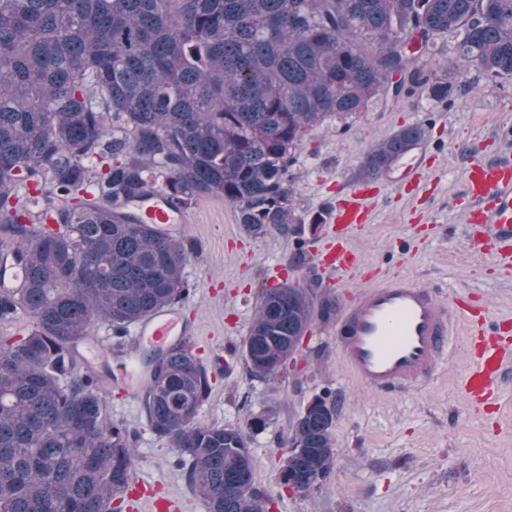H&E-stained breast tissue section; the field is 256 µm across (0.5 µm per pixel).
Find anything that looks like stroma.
Here are the masks:
<instances>
[{"label":"stroma","instance_id":"35a3bbf8","mask_svg":"<svg viewBox=\"0 0 512 512\" xmlns=\"http://www.w3.org/2000/svg\"><path fill=\"white\" fill-rule=\"evenodd\" d=\"M453 82L447 100H434L428 85H413L397 100L373 99L365 111L312 132L291 184L299 231L251 235L236 208L220 198L200 199L185 209L182 227L170 231L193 246L185 268L191 292L178 308L192 351L212 379L199 418L242 428L267 415L265 429L251 432L250 449L255 485L271 497V512H512V375L484 406L468 405L460 388L470 364L461 322L426 384L401 396L361 386L338 356L336 319L365 283L321 274L311 258L336 230L325 222L311 225V218L326 215L350 188L370 186L368 222L351 243L376 281L403 275L436 290L442 305L458 303L488 322L512 324V266L493 258L479 226L464 223L458 196L464 147L479 143L483 156L512 152V76L471 65L460 67ZM418 123L427 127L414 150L426 178L414 194L400 193L388 174L363 175L375 145ZM275 263L289 264L293 283H313L317 301L295 362L259 379L248 371L243 345L261 291L273 284ZM146 350L134 331L118 336L99 324L79 346V365L102 376L107 413L135 450L132 478L174 498L179 512H206L178 455L151 430L142 386L123 375L127 358ZM327 392L338 409L333 469L317 488L287 490L283 442L307 403Z\"/></svg>","mask_w":512,"mask_h":512}]
</instances>
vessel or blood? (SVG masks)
Returning a JSON list of instances; mask_svg holds the SVG:
<instances>
[{
	"label": "vessel or blood",
	"instance_id": "1",
	"mask_svg": "<svg viewBox=\"0 0 512 512\" xmlns=\"http://www.w3.org/2000/svg\"><path fill=\"white\" fill-rule=\"evenodd\" d=\"M397 181L419 186L423 177L416 156H402L393 166ZM461 192L466 199L465 221L481 228L485 243L494 246L497 258L512 261V154L499 153L480 162H469L462 174ZM368 195L347 193L329 210L336 234L315 253L321 272L360 276L363 263L353 249L349 232L368 220ZM142 222L163 228L183 223L182 209L160 199L139 208ZM454 316L437 303L425 288L396 278L366 285L343 308L336 331L345 367L366 387L408 391L432 375L448 352ZM180 317L165 308L144 321L140 340L155 348L168 346L184 335ZM472 359L464 375L463 390L470 404L485 403L502 383L512 362L505 356L502 327H488L484 318L469 321ZM133 512H171L170 500L155 497L146 483L136 482L129 493Z\"/></svg>",
	"mask_w": 512,
	"mask_h": 512
}]
</instances>
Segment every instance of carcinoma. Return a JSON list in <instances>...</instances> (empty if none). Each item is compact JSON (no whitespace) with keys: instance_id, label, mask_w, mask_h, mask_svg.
Returning a JSON list of instances; mask_svg holds the SVG:
<instances>
[{"instance_id":"cac0c4a2","label":"carcinoma","mask_w":512,"mask_h":512,"mask_svg":"<svg viewBox=\"0 0 512 512\" xmlns=\"http://www.w3.org/2000/svg\"><path fill=\"white\" fill-rule=\"evenodd\" d=\"M441 37L456 60L512 75V0H0V270L27 266L0 288V324L33 319L0 336V512H121L135 452L99 378L78 370V344L185 300L192 254L129 203L220 197L256 236L288 230L306 136L408 82L448 98L450 71L430 68ZM425 134L400 129L366 173ZM315 299L310 285L262 290L244 344L253 377L295 361ZM145 366L150 427L207 512H269L249 435L266 419L201 421L211 381L185 341ZM336 418L335 399L308 402L286 440V488L327 479Z\"/></svg>"}]
</instances>
